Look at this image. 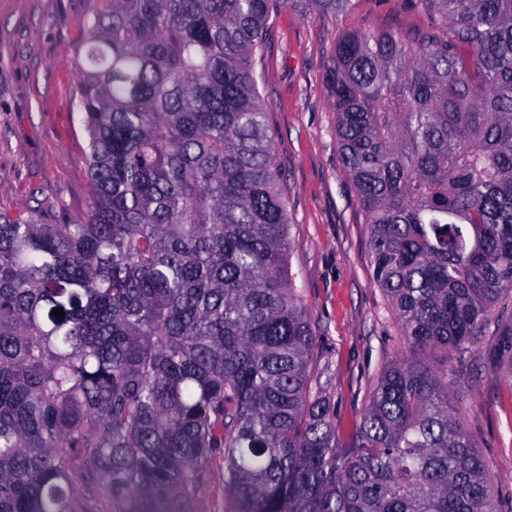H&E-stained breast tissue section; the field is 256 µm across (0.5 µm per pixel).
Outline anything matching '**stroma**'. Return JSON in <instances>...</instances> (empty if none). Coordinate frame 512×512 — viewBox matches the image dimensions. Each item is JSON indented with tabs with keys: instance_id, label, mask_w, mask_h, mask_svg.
<instances>
[{
	"instance_id": "35a3bbf8",
	"label": "stroma",
	"mask_w": 512,
	"mask_h": 512,
	"mask_svg": "<svg viewBox=\"0 0 512 512\" xmlns=\"http://www.w3.org/2000/svg\"><path fill=\"white\" fill-rule=\"evenodd\" d=\"M87 0H0V214L65 224L87 214V137L72 103L74 49ZM414 0H356L345 13L280 12L256 69L288 185L291 271L318 343L313 386L347 439L383 368L404 352L396 320L372 281L364 217L339 162L335 114L323 76L338 36L353 29L427 27ZM448 394L495 485L493 512H512V353L489 324L463 352Z\"/></svg>"
}]
</instances>
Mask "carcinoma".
Segmentation results:
<instances>
[{"label": "carcinoma", "mask_w": 512, "mask_h": 512, "mask_svg": "<svg viewBox=\"0 0 512 512\" xmlns=\"http://www.w3.org/2000/svg\"><path fill=\"white\" fill-rule=\"evenodd\" d=\"M353 4L92 0L89 212L0 215V512H193L217 455L231 512H492L426 354L512 295V0H417L427 27L335 42L340 163L406 349L342 447L255 60L282 9Z\"/></svg>", "instance_id": "carcinoma-1"}]
</instances>
